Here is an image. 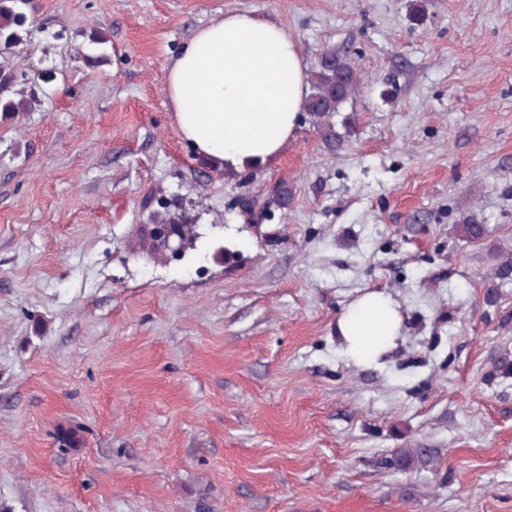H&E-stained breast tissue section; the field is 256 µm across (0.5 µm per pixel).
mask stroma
<instances>
[{
	"label": "stroma",
	"instance_id": "35a3bbf8",
	"mask_svg": "<svg viewBox=\"0 0 512 512\" xmlns=\"http://www.w3.org/2000/svg\"><path fill=\"white\" fill-rule=\"evenodd\" d=\"M32 6L13 63L53 79L0 117V512H512V0ZM233 10L354 66L339 143L301 113L247 177L182 139L164 73ZM177 193L203 236L175 260L145 227ZM368 288L404 329L359 368L334 326Z\"/></svg>",
	"mask_w": 512,
	"mask_h": 512
}]
</instances>
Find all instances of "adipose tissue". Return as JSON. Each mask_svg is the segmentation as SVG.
<instances>
[{
	"label": "adipose tissue",
	"mask_w": 512,
	"mask_h": 512,
	"mask_svg": "<svg viewBox=\"0 0 512 512\" xmlns=\"http://www.w3.org/2000/svg\"><path fill=\"white\" fill-rule=\"evenodd\" d=\"M164 88L180 136L227 168L264 164L292 139L309 93L308 73L285 28L252 12H227L198 28L172 59ZM391 294L368 290L336 320L342 355L379 365L402 334Z\"/></svg>",
	"instance_id": "adipose-tissue-1"
}]
</instances>
